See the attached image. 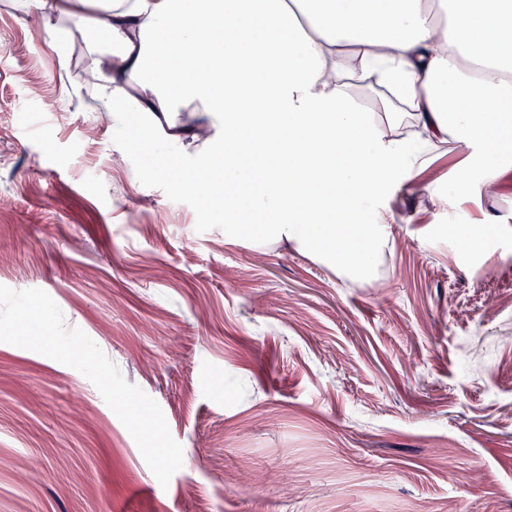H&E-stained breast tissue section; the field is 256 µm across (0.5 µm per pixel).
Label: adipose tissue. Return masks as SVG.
I'll list each match as a JSON object with an SVG mask.
<instances>
[{
	"label": "adipose tissue",
	"instance_id": "ef3b65f1",
	"mask_svg": "<svg viewBox=\"0 0 512 512\" xmlns=\"http://www.w3.org/2000/svg\"><path fill=\"white\" fill-rule=\"evenodd\" d=\"M84 32L81 77L124 132L195 158L226 239L292 242L348 277L372 274L391 219L366 206L414 182L429 149L461 156L463 192L500 193L512 154V0H17ZM379 88L375 106L362 107ZM238 130V139L228 136ZM271 223L244 224L243 214Z\"/></svg>",
	"mask_w": 512,
	"mask_h": 512
}]
</instances>
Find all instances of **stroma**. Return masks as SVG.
I'll return each instance as SVG.
<instances>
[{
  "label": "stroma",
  "instance_id": "stroma-1",
  "mask_svg": "<svg viewBox=\"0 0 512 512\" xmlns=\"http://www.w3.org/2000/svg\"><path fill=\"white\" fill-rule=\"evenodd\" d=\"M69 27L0 0V512H512V172L453 200L431 157L351 283L146 177ZM496 223L491 218H487L481 224H452L448 227V234L465 243L482 241L488 233L487 224Z\"/></svg>",
  "mask_w": 512,
  "mask_h": 512
}]
</instances>
